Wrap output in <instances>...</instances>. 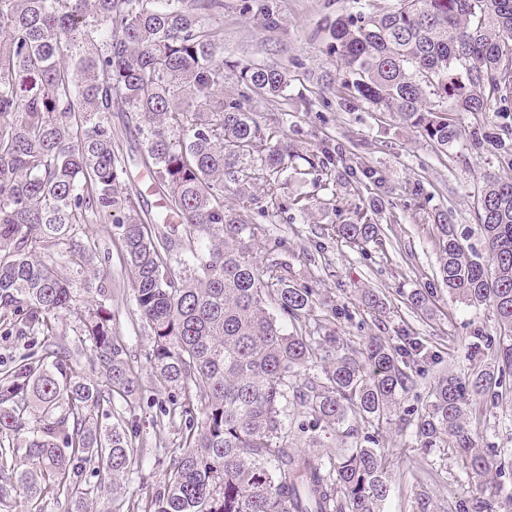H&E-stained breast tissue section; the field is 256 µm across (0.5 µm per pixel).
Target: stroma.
Segmentation results:
<instances>
[{"instance_id":"stroma-1","label":"stroma","mask_w":512,"mask_h":512,"mask_svg":"<svg viewBox=\"0 0 512 512\" xmlns=\"http://www.w3.org/2000/svg\"><path fill=\"white\" fill-rule=\"evenodd\" d=\"M363 9L362 0H224V98L287 144L293 164L275 185L256 177L227 194L225 202L265 229L252 247L254 261L286 263L291 284L316 294L313 319L327 321L354 350H363L370 336H413L437 354V361L427 363L426 375L402 397L397 420L380 430L378 441L392 474L383 512H448L452 499L469 496L477 483L446 449L423 453L412 428L402 427L399 418L422 407L440 377L467 373L474 333H499L491 309L449 296L439 275L433 217L451 211L465 245L487 254L475 218L477 199L486 183L505 170L492 147L474 151L463 138L451 150L439 149L400 117L344 102L323 89L321 74L336 69L328 26L338 16ZM246 64L285 71L287 102L270 101L239 83L237 68ZM327 154L330 165L319 168ZM360 213L381 227L380 241L361 249L336 235L337 225ZM86 232L100 248L98 266L112 285V310L140 383L135 412L118 406L114 416L144 458L142 477L127 480L118 496L141 499L178 455L185 425L161 420L160 407L176 394L156 385L151 374L152 336L137 314L132 274L111 225L97 221ZM369 290L381 299L379 309L363 306L361 298ZM415 291L428 295L425 309L410 307L407 298ZM306 420L303 408L289 406L295 447L333 456L347 443L344 433L328 428L298 432ZM475 440L481 448L506 449L505 460L512 463V398L480 422Z\"/></svg>"}]
</instances>
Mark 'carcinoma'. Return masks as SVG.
<instances>
[{
    "label": "carcinoma",
    "mask_w": 512,
    "mask_h": 512,
    "mask_svg": "<svg viewBox=\"0 0 512 512\" xmlns=\"http://www.w3.org/2000/svg\"><path fill=\"white\" fill-rule=\"evenodd\" d=\"M223 10V0H0V325L57 336L58 313L81 289L98 302L72 333L105 370V380L92 379L56 343L20 356L0 379V512H13L14 492L43 512L47 496L80 504L142 471L124 424L101 422L115 401L131 406L138 380L84 231L97 218L112 225L132 273L152 375L182 393L160 413L185 419L183 452L147 498L116 512H382L391 477L374 438L338 456L295 448L288 403L305 407L315 428L377 429L424 375L421 345L371 336L359 359L336 336L311 332L312 289L288 284L281 262L253 261L256 228L224 204V191L257 169L277 177L288 148L224 103ZM328 32L342 78L328 71L326 86L400 115L443 150L459 140L454 115L492 102L512 111V0H397L390 11L340 16ZM239 81L288 99V76L274 66H243ZM114 112L130 113L161 200L154 213L129 182ZM486 144L512 170V130L473 129V148ZM477 220L487 264L463 246L448 213L435 215L440 276L456 300L491 307L509 341H498L490 370L477 356L493 341L475 335L470 373L439 379L424 412L405 419L422 448H453L473 479L496 455L476 447L473 399H495L512 379V176L487 183ZM380 232L364 215L337 229L359 246ZM312 367L319 373L299 387ZM87 464L100 477L94 490L78 480ZM451 512H512V495L481 486Z\"/></svg>",
    "instance_id": "carcinoma-1"
}]
</instances>
